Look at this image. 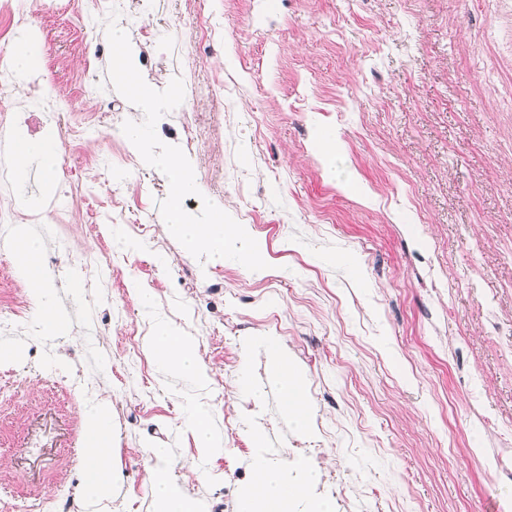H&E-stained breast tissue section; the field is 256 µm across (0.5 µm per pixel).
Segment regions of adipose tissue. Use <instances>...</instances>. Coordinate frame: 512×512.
Returning <instances> with one entry per match:
<instances>
[{
	"instance_id": "1",
	"label": "adipose tissue",
	"mask_w": 512,
	"mask_h": 512,
	"mask_svg": "<svg viewBox=\"0 0 512 512\" xmlns=\"http://www.w3.org/2000/svg\"><path fill=\"white\" fill-rule=\"evenodd\" d=\"M20 267L27 280L37 281L32 291L37 304L36 326L39 331L56 335L64 331L65 319L54 302L51 285L43 265L21 259ZM146 347L166 371L189 379L198 386H206L208 376L201 365L195 344L164 317L155 318L150 324ZM271 367V383L279 392L281 409L297 430H305L309 414L305 407L294 406V399L302 398L304 384L297 372L288 364V358L277 344L266 347ZM112 446V419L105 416L99 404L86 410L85 454L79 483L80 493L91 502L100 503L112 497V465L101 461L99 449ZM150 492L154 512H197L195 501L188 498L172 476V462L168 449L151 447ZM257 485L243 499L241 512H289L310 487L320 479L316 469L289 467L288 460L279 456L273 459L258 456L253 462Z\"/></svg>"
}]
</instances>
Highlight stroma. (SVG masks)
<instances>
[{
  "label": "stroma",
  "mask_w": 512,
  "mask_h": 512,
  "mask_svg": "<svg viewBox=\"0 0 512 512\" xmlns=\"http://www.w3.org/2000/svg\"><path fill=\"white\" fill-rule=\"evenodd\" d=\"M146 83L165 89L186 76L192 90L157 123L159 138L193 139L199 196L224 206L265 246L269 275L238 262L193 257L156 218L144 245L128 232L136 207L157 206L167 177L130 162L89 169L91 154L130 148L120 122L87 130L85 148L58 151L48 180L39 161L18 175L15 198L35 206L64 185L96 207L121 188L120 224L76 218L65 244L48 224L17 232L58 250L48 274L71 329L11 336L19 352L0 363V503L76 487L87 403L55 381L76 354L99 372L112 415V501L83 512H153L147 449L169 448L173 473L198 512H238L254 481L258 448L284 449L289 465L321 478L307 500L336 512H505L512 502V109L484 82L494 69L512 84V0H126L117 19ZM161 41L141 50L140 25ZM80 17L42 20L29 44L35 70L7 82L24 96L32 72L67 113L93 111L76 75L109 90L114 112L138 109L111 90L108 62L85 66L75 50ZM212 29L209 43L198 36ZM193 125L184 133L183 122ZM336 133L327 175L317 133ZM103 252L111 281L70 290L80 252ZM223 280L222 291L212 284ZM147 283V311L130 282ZM24 302L37 314L11 246H0V309ZM167 317L197 346L209 383L164 371L156 360L124 378L119 350L132 329ZM281 344L302 377L308 431L281 412L275 391L252 405L241 386L268 383L265 342ZM44 369L35 376L34 365ZM209 407L237 460L201 456L191 431ZM354 499L347 510L345 499Z\"/></svg>",
  "instance_id": "stroma-1"
}]
</instances>
